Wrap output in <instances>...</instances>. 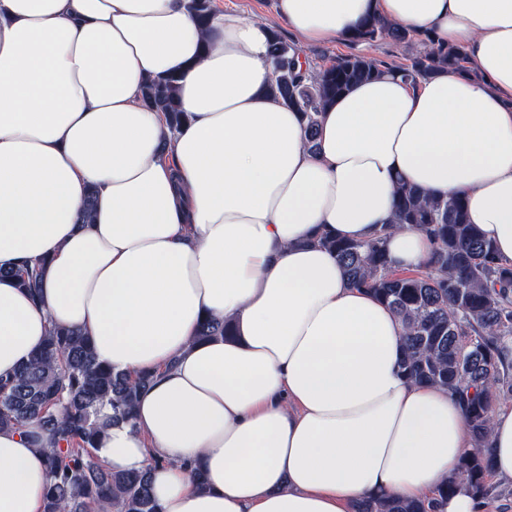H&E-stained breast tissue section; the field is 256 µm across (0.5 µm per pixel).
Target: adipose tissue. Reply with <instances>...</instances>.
<instances>
[{"mask_svg":"<svg viewBox=\"0 0 512 512\" xmlns=\"http://www.w3.org/2000/svg\"><path fill=\"white\" fill-rule=\"evenodd\" d=\"M190 4L0 0V268L44 263L40 301L0 278V380L54 325L112 370L151 374L133 424L96 454L150 468L159 512L432 497L474 449L463 411L402 375V321L313 239H371L404 180L463 196L512 262V0H276L272 18L223 12L207 31ZM371 16L468 66L352 87L309 149L299 112L269 93L271 34L335 41ZM169 75L188 115L176 129L143 100ZM429 248L413 228L388 239L400 271ZM209 316L232 336L196 341ZM46 445L34 422L0 430V512H43ZM484 451L512 483V407Z\"/></svg>","mask_w":512,"mask_h":512,"instance_id":"obj_1","label":"adipose tissue"}]
</instances>
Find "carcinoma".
<instances>
[{"mask_svg":"<svg viewBox=\"0 0 512 512\" xmlns=\"http://www.w3.org/2000/svg\"><path fill=\"white\" fill-rule=\"evenodd\" d=\"M198 24L207 30L213 16L211 0H193ZM411 30L378 17L365 20L350 39L372 44L402 41ZM269 59L274 78L271 94L303 114L309 149L316 147L319 112L353 86L373 80L389 69L371 57L348 54L319 70L302 68L300 50L274 34ZM459 50L426 44L422 54L398 67L416 85L441 68H464ZM145 98L166 116L169 125L185 121L176 80L150 81ZM409 226L425 233L431 244L427 262L414 271L392 268L388 234ZM315 242L334 252L348 283L386 302L404 326L403 375L417 383L448 388L462 406L465 422L478 448L462 458L438 494L423 501L363 500L354 512H440L457 480L466 481L486 505L497 496L489 457L480 448L504 395H512V265L468 222L459 195L431 196L400 181L394 222L361 242L321 235ZM41 263L26 260L17 269L2 270L32 298L40 297ZM231 335L228 324L207 318L196 339ZM144 373L135 379L112 371L96 358L82 333L53 326L45 344L22 363L16 374L0 381V429L20 428L31 420L51 438L44 450L52 480L46 488L44 512H158L150 486V470L121 473L109 470L94 455L105 429L134 420L137 397L151 382ZM108 407L112 415L101 418Z\"/></svg>","mask_w":512,"mask_h":512,"instance_id":"1","label":"carcinoma"}]
</instances>
